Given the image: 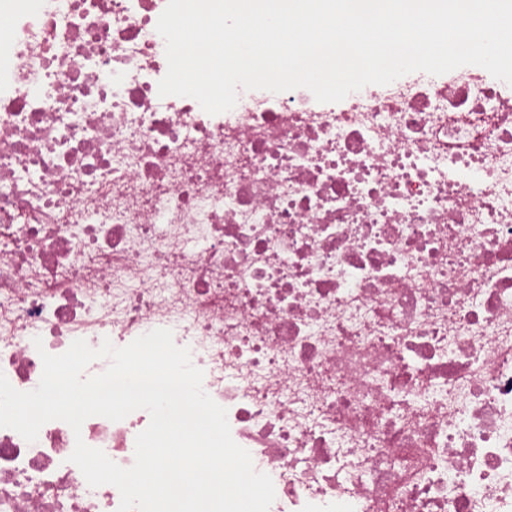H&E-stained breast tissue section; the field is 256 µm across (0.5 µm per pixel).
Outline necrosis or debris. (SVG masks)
<instances>
[{
  "instance_id": "4bbe7bcc",
  "label": "necrosis or debris",
  "mask_w": 512,
  "mask_h": 512,
  "mask_svg": "<svg viewBox=\"0 0 512 512\" xmlns=\"http://www.w3.org/2000/svg\"><path fill=\"white\" fill-rule=\"evenodd\" d=\"M168 0H6L0 373L170 330L269 512H512V85L476 65L335 103L160 96ZM0 428V512H118L76 439Z\"/></svg>"
}]
</instances>
